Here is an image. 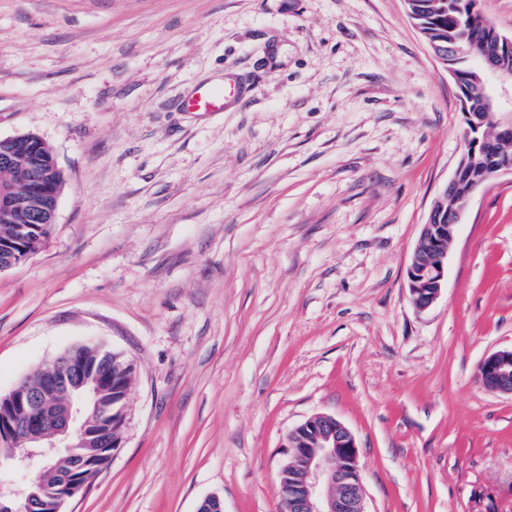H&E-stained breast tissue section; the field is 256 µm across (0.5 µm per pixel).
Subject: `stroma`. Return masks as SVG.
<instances>
[{"instance_id": "1", "label": "stroma", "mask_w": 512, "mask_h": 512, "mask_svg": "<svg viewBox=\"0 0 512 512\" xmlns=\"http://www.w3.org/2000/svg\"><path fill=\"white\" fill-rule=\"evenodd\" d=\"M235 79L224 111L183 112ZM455 79L405 0H0V139L64 176L0 273V392L89 341L136 372L67 512H283L286 436L360 449L369 512H512V177L473 195L445 287L406 267L462 153ZM5 213L1 211L0 216V264L7 262L11 258L17 260V256L27 255L30 257L36 248L49 236L52 224H31L39 218L31 212H27L23 218L24 222L29 224V231L24 241L20 242L19 247L12 246L11 248L17 253L14 254L11 250L2 248L5 242L10 241L14 236L16 224L12 221L5 219ZM478 377L487 391L512 396V347L486 355L479 365Z\"/></svg>"}]
</instances>
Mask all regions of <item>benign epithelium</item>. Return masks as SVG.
Listing matches in <instances>:
<instances>
[{"mask_svg": "<svg viewBox=\"0 0 512 512\" xmlns=\"http://www.w3.org/2000/svg\"><path fill=\"white\" fill-rule=\"evenodd\" d=\"M493 49L483 53L476 74L478 94L474 109L466 113L468 127L462 135V154L452 179L436 197L427 221L421 225L417 245L407 267V288L415 308L423 311L441 296L445 285L448 250L458 224L473 194L484 184L504 175L512 176V68L500 61L499 49L512 45V36L491 32ZM498 128L497 139H478L486 124ZM10 147L0 152V168L39 149L37 141L17 134L4 139ZM29 196L52 191L42 179L30 178L23 186L0 182V208L11 211L18 192ZM55 372L37 390L16 384L0 395V441L27 433L26 442L9 450L4 464L28 475L39 492L25 484L0 492L3 512H64L65 503L86 491L98 472L94 456L104 430H94L85 414L82 398L97 401L103 380L88 373L82 361L67 352L55 362ZM482 386L512 396V348L486 355L478 370ZM291 494L285 496L288 512H367L358 445L353 433L334 416L315 414L288 433ZM76 448H89L84 455ZM62 481L65 492L55 490Z\"/></svg>", "mask_w": 512, "mask_h": 512, "instance_id": "1", "label": "benign epithelium"}]
</instances>
